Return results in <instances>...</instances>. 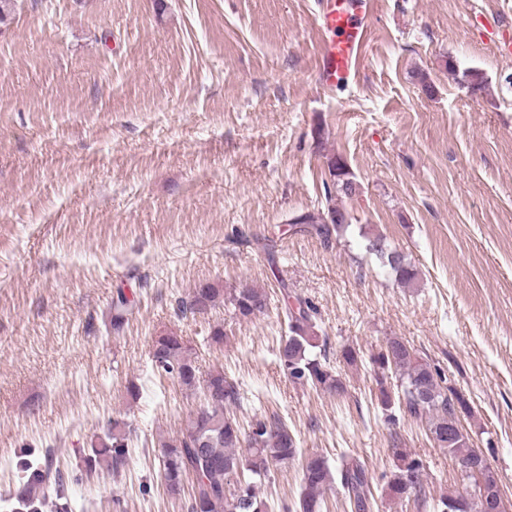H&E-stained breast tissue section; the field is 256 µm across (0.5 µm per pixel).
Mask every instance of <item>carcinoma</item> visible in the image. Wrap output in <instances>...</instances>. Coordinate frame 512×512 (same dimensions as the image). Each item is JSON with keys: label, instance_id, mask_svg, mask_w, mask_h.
I'll return each mask as SVG.
<instances>
[{"label": "carcinoma", "instance_id": "1", "mask_svg": "<svg viewBox=\"0 0 512 512\" xmlns=\"http://www.w3.org/2000/svg\"><path fill=\"white\" fill-rule=\"evenodd\" d=\"M330 176L336 190L348 197L355 194L354 174L346 160L334 155L328 160ZM349 226L347 212L331 207L325 213H308L290 224V229L317 236L325 245L339 240ZM367 251L389 266L395 280L409 285L418 271L405 256L385 247L377 237L367 244ZM281 310L287 323L288 336L278 347V360L288 379L298 385H309L328 393L345 391L338 372L327 357L326 348L319 344L316 331V310L305 299L294 296L288 284L281 281ZM234 314L252 318L267 310V296L259 288H243L229 296L224 289L202 283L193 288L189 299L181 302L182 314H204L224 303ZM134 309V300L119 288L112 297L110 326L120 331L127 315ZM150 356L159 376L170 377L187 390L199 382L198 367L183 337L167 334L158 337ZM378 401L386 420L410 417L426 423L429 433L440 448L457 461L476 456L472 438L458 428L460 420L472 413L469 399L457 389L442 371L419 359L414 349L403 339L392 336L370 356ZM206 405L190 419L182 434L174 439H161L162 467L168 491L177 495L185 477L195 478L193 492L186 502L187 512H268V505L258 491V485L270 480L272 471L298 458V441L288 426L280 420H257L248 433V447L242 448L239 424L226 416V408L240 402L237 386L224 377V370L209 373L204 385ZM130 425L119 419L110 422L106 431L91 442L90 447L77 451L79 465L90 478L105 468L120 473L127 462ZM394 469L387 481L388 496L393 500L411 501L419 508L433 512H493L490 500L479 492L469 493L468 486L435 497L429 490V476L422 461L405 448L393 449ZM24 472L20 486L7 500L12 512H43L49 496H55L54 507L70 512L66 495L65 475L50 469L21 463ZM373 477L365 463L343 454L340 463L331 465L322 455L304 458L298 500L294 512H322L324 499L330 491L340 492L352 512H375L377 500L372 491Z\"/></svg>", "mask_w": 512, "mask_h": 512}]
</instances>
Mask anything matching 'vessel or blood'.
Listing matches in <instances>:
<instances>
[{"label":"vessel or blood","mask_w":512,"mask_h":512,"mask_svg":"<svg viewBox=\"0 0 512 512\" xmlns=\"http://www.w3.org/2000/svg\"><path fill=\"white\" fill-rule=\"evenodd\" d=\"M374 0H320L319 25L327 35L320 48L317 76L335 87L354 77L369 39L367 17Z\"/></svg>","instance_id":"b4317fda"}]
</instances>
